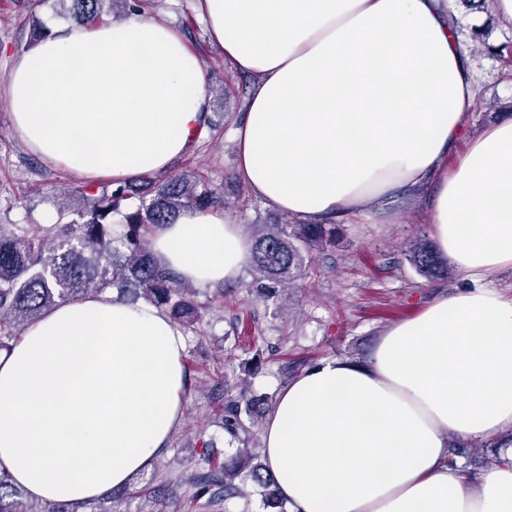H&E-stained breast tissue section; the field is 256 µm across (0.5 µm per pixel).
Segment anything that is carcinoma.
<instances>
[{"instance_id":"1","label":"carcinoma","mask_w":512,"mask_h":512,"mask_svg":"<svg viewBox=\"0 0 512 512\" xmlns=\"http://www.w3.org/2000/svg\"><path fill=\"white\" fill-rule=\"evenodd\" d=\"M75 24L85 26L98 18L109 0H57ZM82 206L74 218L60 210L55 224L0 225V350L10 347L23 327L59 303L79 296L115 289L131 303L143 301L166 312L184 329L202 319L210 305L200 304L195 291L179 277L160 268L152 256L150 239L189 208L212 207L215 192L189 176L158 182L148 176L138 184L116 188L87 183L76 189ZM136 197L138 206L121 210ZM122 213L119 224L112 222ZM332 228L325 224H257L253 232V263L265 282L267 297L284 284L305 279L312 252L330 242ZM407 260L426 277L445 278L448 264L435 255L432 244L416 241ZM214 418L231 436L248 434L253 420L250 407L232 398L216 406ZM250 448H239L222 461L205 460L188 482L196 491L216 500L239 494L251 483L264 488L270 479ZM64 502L34 503L5 472H0V512H87Z\"/></svg>"}]
</instances>
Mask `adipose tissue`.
Segmentation results:
<instances>
[{
	"instance_id": "obj_1",
	"label": "adipose tissue",
	"mask_w": 512,
	"mask_h": 512,
	"mask_svg": "<svg viewBox=\"0 0 512 512\" xmlns=\"http://www.w3.org/2000/svg\"><path fill=\"white\" fill-rule=\"evenodd\" d=\"M452 2L197 0L252 79L233 131L249 193L319 224L434 186L435 248L470 281L386 327L368 363L325 359L281 390L262 442L289 512H512V450L472 477L449 454L450 437L512 430V294L483 285L512 268V118L469 136L479 84ZM0 97L45 165L116 186L167 171L209 112L202 60L136 14L55 28L15 55ZM152 251L217 288L252 241L225 212L189 209ZM185 351L166 313L113 291L46 312L0 353V471L77 506L127 486L183 419Z\"/></svg>"
}]
</instances>
